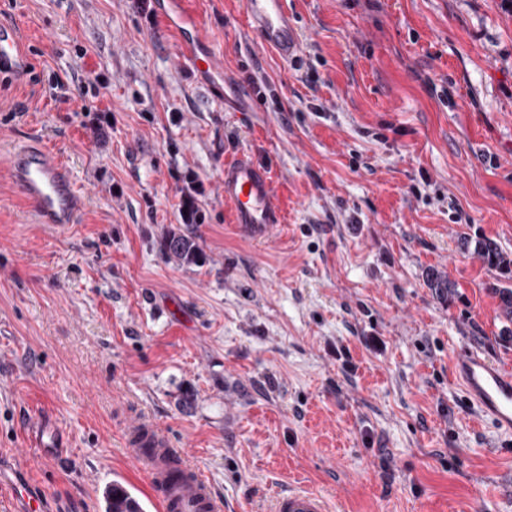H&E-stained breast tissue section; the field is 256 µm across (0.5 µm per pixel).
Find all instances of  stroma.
Returning <instances> with one entry per match:
<instances>
[{"label": "stroma", "instance_id": "1", "mask_svg": "<svg viewBox=\"0 0 512 512\" xmlns=\"http://www.w3.org/2000/svg\"><path fill=\"white\" fill-rule=\"evenodd\" d=\"M187 2L242 111L135 0L4 14L35 69L0 84V148H55L88 204L53 235L0 151V474L40 414L67 446L23 470L51 512H98L109 477L145 495L123 440L147 415L226 512L298 486L333 512H512V433L449 374L464 347L512 370L501 272L462 247L484 236L512 258V0H287L303 43L289 63L243 0ZM241 152L275 174L285 221L263 242L224 203ZM190 172L207 191L201 265L163 249Z\"/></svg>", "mask_w": 512, "mask_h": 512}]
</instances>
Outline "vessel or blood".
Segmentation results:
<instances>
[{"label":"vessel or blood","mask_w":512,"mask_h":512,"mask_svg":"<svg viewBox=\"0 0 512 512\" xmlns=\"http://www.w3.org/2000/svg\"><path fill=\"white\" fill-rule=\"evenodd\" d=\"M161 12L182 41L183 58L189 69L210 77L225 111L236 108L224 82V70L215 55L202 48L203 23L189 11L184 0H160ZM245 12L261 43L289 60L302 49L300 33L293 22L286 0H245ZM19 26L0 21V82L26 79L33 67L30 55L21 47ZM13 183L38 223L62 233L71 232L83 205V194L60 154L41 142L14 147L8 154ZM224 202L229 205L235 224L251 241L267 239L284 215L276 203L272 171L242 153L224 165ZM453 372L468 398L481 415L500 430L512 432V372L494 365L474 348L460 349ZM62 435L48 418L33 420L26 432V451L39 455L45 449L60 447ZM126 443L133 447L138 462L157 492L163 512H223L200 469L188 452L173 447L164 432L152 421L141 418L126 432ZM268 512H330L327 499L307 489H291L275 495Z\"/></svg>","instance_id":"1"}]
</instances>
